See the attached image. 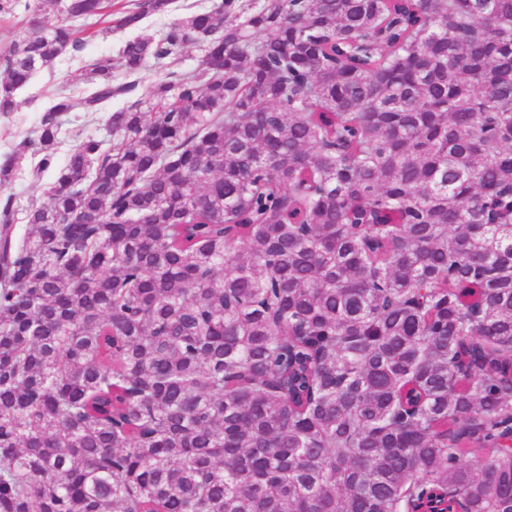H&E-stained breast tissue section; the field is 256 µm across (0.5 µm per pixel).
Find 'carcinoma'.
Returning a JSON list of instances; mask_svg holds the SVG:
<instances>
[{
	"instance_id": "1",
	"label": "carcinoma",
	"mask_w": 512,
	"mask_h": 512,
	"mask_svg": "<svg viewBox=\"0 0 512 512\" xmlns=\"http://www.w3.org/2000/svg\"><path fill=\"white\" fill-rule=\"evenodd\" d=\"M53 2L1 113L112 15ZM236 2L89 62L112 138L56 167L59 90L0 162V512H512V0ZM201 56L202 51L198 47L188 46L185 47L177 55H174L167 59L165 62V67L163 69L149 67L143 73L144 79L142 84L144 89L148 87L152 82L164 76L168 72H191L198 66ZM35 164L36 162L30 158L24 160L17 171L14 172V178L9 186V191L14 193L16 198L19 234H23L26 229L25 209L32 203L41 205L48 201L44 189L50 175L37 172Z\"/></svg>"
}]
</instances>
